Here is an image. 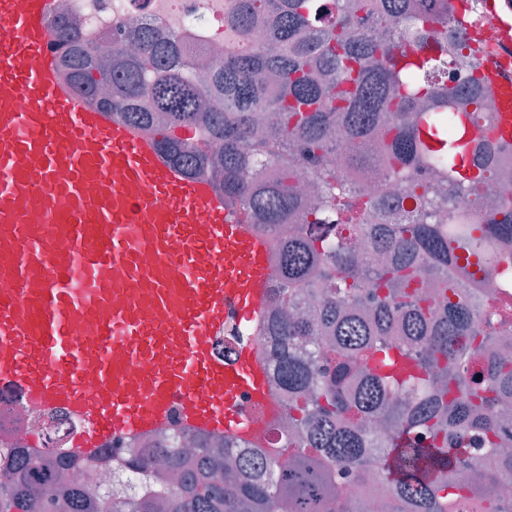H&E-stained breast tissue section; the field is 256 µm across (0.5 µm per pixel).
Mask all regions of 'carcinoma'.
<instances>
[{"instance_id": "obj_1", "label": "carcinoma", "mask_w": 512, "mask_h": 512, "mask_svg": "<svg viewBox=\"0 0 512 512\" xmlns=\"http://www.w3.org/2000/svg\"><path fill=\"white\" fill-rule=\"evenodd\" d=\"M228 3L250 47L219 64L149 25L135 52L88 47L74 18L53 31L73 87L157 136L226 209L297 215L269 256L288 303L258 319L287 438L264 456L204 432L190 458L133 454L122 465L144 484L126 496L69 476L93 453L1 448L0 512H353L350 473L380 483L386 512H512V295L482 290L486 273L512 288V140L499 113L481 120L499 88L467 32L477 0ZM256 161L275 175L251 181ZM377 170L404 192L356 185Z\"/></svg>"}]
</instances>
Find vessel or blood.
Wrapping results in <instances>:
<instances>
[{"mask_svg": "<svg viewBox=\"0 0 512 512\" xmlns=\"http://www.w3.org/2000/svg\"><path fill=\"white\" fill-rule=\"evenodd\" d=\"M51 7L0 0V390L84 420L86 453L175 410L249 435L235 405L274 416L267 368L208 338L226 307L260 315L268 242L155 139L62 88Z\"/></svg>", "mask_w": 512, "mask_h": 512, "instance_id": "b4317fda", "label": "vessel or blood"}]
</instances>
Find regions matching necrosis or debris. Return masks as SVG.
I'll list each match as a JSON object with an SVG mask.
<instances>
[{
    "label": "necrosis or debris",
    "instance_id": "necrosis-or-debris-1",
    "mask_svg": "<svg viewBox=\"0 0 512 512\" xmlns=\"http://www.w3.org/2000/svg\"><path fill=\"white\" fill-rule=\"evenodd\" d=\"M69 16L80 18L82 39L91 47L120 44L132 21L164 30L187 32L189 52L195 57L216 56L225 43L224 0H66ZM214 351L232 359L238 348L249 346L267 356V338L259 325L243 321L234 309L225 313L224 329L209 338ZM87 427L82 419L62 410L31 406L16 393L0 392V448L23 444L41 450L68 448ZM191 432L179 416H172L154 436L119 435L105 444L86 482L92 491L139 489L143 477L124 468L122 460L135 452L160 453L174 442H188Z\"/></svg>",
    "mask_w": 512,
    "mask_h": 512
}]
</instances>
